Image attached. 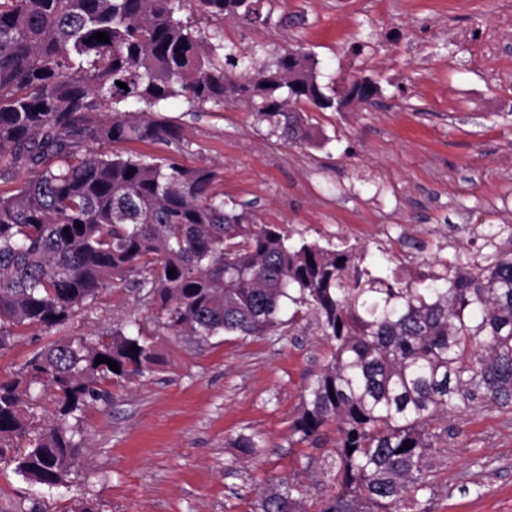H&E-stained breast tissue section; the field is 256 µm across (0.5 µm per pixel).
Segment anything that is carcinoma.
Returning <instances> with one entry per match:
<instances>
[{"instance_id":"obj_1","label":"carcinoma","mask_w":512,"mask_h":512,"mask_svg":"<svg viewBox=\"0 0 512 512\" xmlns=\"http://www.w3.org/2000/svg\"><path fill=\"white\" fill-rule=\"evenodd\" d=\"M189 2L210 20L272 23L265 0H0V180L32 172L0 195V350L14 330L56 329L129 284L156 300L161 328L203 341L274 335L310 313L332 351L294 432L314 442L336 424L341 485L319 512L424 506L437 494L432 459L448 415L512 407V225L489 235L505 241L485 264L440 259V272L401 288L351 248L292 243L279 226L226 210L209 168L94 151L179 139L153 119L175 99L191 109L240 101L271 134L298 142L307 132L290 103L340 112L380 93L365 76L323 91L302 47L257 68L259 49L202 30L184 17ZM156 360L153 343L122 326L43 348L0 378V462L25 481L68 485L81 448L66 417ZM39 386L58 400L51 425H37ZM295 493L281 482L259 512H298Z\"/></svg>"}]
</instances>
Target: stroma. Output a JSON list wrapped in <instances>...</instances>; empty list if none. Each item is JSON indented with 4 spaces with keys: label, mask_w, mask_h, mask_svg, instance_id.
Returning <instances> with one entry per match:
<instances>
[{
    "label": "stroma",
    "mask_w": 512,
    "mask_h": 512,
    "mask_svg": "<svg viewBox=\"0 0 512 512\" xmlns=\"http://www.w3.org/2000/svg\"><path fill=\"white\" fill-rule=\"evenodd\" d=\"M294 27L225 19L224 41L273 63L301 46L326 86L362 74L382 93L345 111L306 109L308 141L272 135L244 104L183 102L157 113L175 125L169 143L106 145L109 153L171 158L212 169L214 193L292 240L342 244L379 260L401 282L433 261L475 257L481 236L512 224V0H269ZM363 44L352 56L351 43ZM155 344L151 372L110 386V398L69 417L83 450L69 486L47 490L0 463V512H258L280 479L298 484L301 512H318L339 489L338 438L316 443L293 423L332 346L307 316L276 336L221 335L209 342L159 327L157 305L133 288L101 292L64 326L24 329L0 350V376L19 371L62 336L117 326ZM253 435L250 456L235 446ZM429 512H512V409L448 418L433 460Z\"/></svg>",
    "instance_id": "35a3bbf8"
}]
</instances>
